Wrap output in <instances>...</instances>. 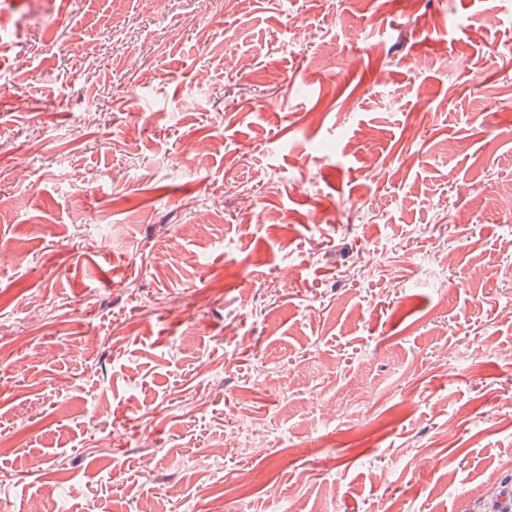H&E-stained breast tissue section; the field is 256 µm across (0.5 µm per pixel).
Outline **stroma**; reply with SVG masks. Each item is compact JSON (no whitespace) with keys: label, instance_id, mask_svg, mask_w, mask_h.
Masks as SVG:
<instances>
[{"label":"stroma","instance_id":"stroma-1","mask_svg":"<svg viewBox=\"0 0 512 512\" xmlns=\"http://www.w3.org/2000/svg\"><path fill=\"white\" fill-rule=\"evenodd\" d=\"M222 2L0 0V512H489L512 0Z\"/></svg>","mask_w":512,"mask_h":512}]
</instances>
